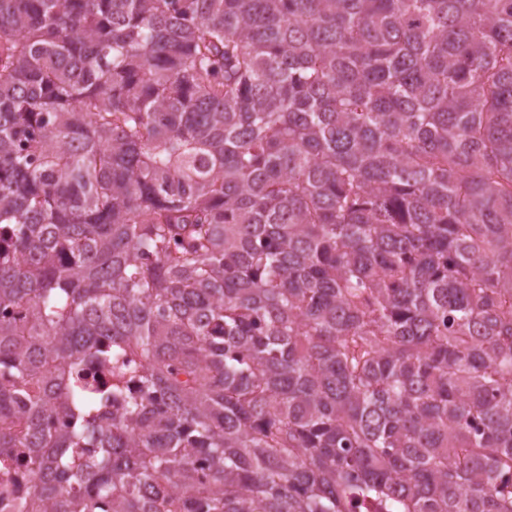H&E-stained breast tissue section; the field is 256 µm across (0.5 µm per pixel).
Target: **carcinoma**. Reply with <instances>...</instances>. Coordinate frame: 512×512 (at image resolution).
<instances>
[{"label": "carcinoma", "mask_w": 512, "mask_h": 512, "mask_svg": "<svg viewBox=\"0 0 512 512\" xmlns=\"http://www.w3.org/2000/svg\"><path fill=\"white\" fill-rule=\"evenodd\" d=\"M16 461L12 512H512V0H0Z\"/></svg>", "instance_id": "obj_1"}]
</instances>
